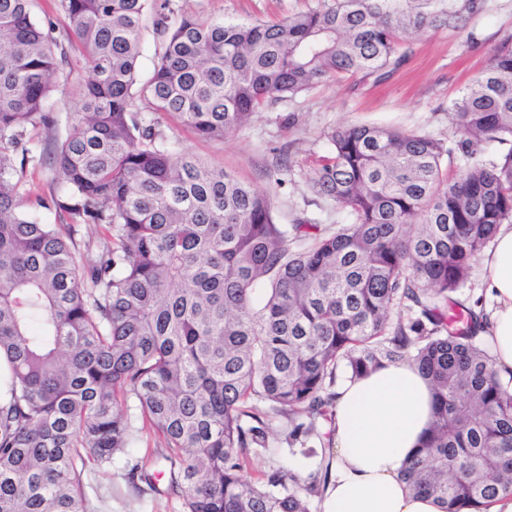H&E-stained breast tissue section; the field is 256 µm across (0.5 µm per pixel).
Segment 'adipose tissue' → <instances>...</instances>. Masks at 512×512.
I'll return each instance as SVG.
<instances>
[{"label":"adipose tissue","mask_w":512,"mask_h":512,"mask_svg":"<svg viewBox=\"0 0 512 512\" xmlns=\"http://www.w3.org/2000/svg\"><path fill=\"white\" fill-rule=\"evenodd\" d=\"M482 265L491 301L487 336L494 367L506 381L512 379V224L498 226ZM431 415L429 383L411 363L342 384L322 512H443L440 502L415 493L401 477Z\"/></svg>","instance_id":"adipose-tissue-1"}]
</instances>
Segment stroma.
<instances>
[{"label": "stroma", "mask_w": 512, "mask_h": 512, "mask_svg": "<svg viewBox=\"0 0 512 512\" xmlns=\"http://www.w3.org/2000/svg\"><path fill=\"white\" fill-rule=\"evenodd\" d=\"M317 0H170L175 15L200 20L273 22L315 7ZM512 35V0H479L465 29H439L401 43L405 58L389 76L377 80L339 77L257 113L244 127L221 140H201L175 118L145 112L179 147L211 165L270 194L279 223L304 221L327 229L348 223V215L325 205L310 188L314 169L329 148L328 135L338 127L374 124L450 140L451 106L485 69L491 53ZM63 87L51 104L59 122L50 135L36 142L45 153L41 163L27 165L20 184L25 210L37 213L46 224L59 223L55 210L37 208V197L59 190L50 160L54 142L72 130L79 101L72 90L84 83L89 69L80 54H73ZM158 441L142 430L134 447L115 456L111 465L88 462L85 491L92 512H183L182 500L158 482L157 492L142 493L126 474L131 465L152 474L161 468Z\"/></svg>", "instance_id": "stroma-1"}]
</instances>
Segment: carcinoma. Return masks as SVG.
Returning <instances> with one entry per match:
<instances>
[{
  "label": "carcinoma",
  "mask_w": 512,
  "mask_h": 512,
  "mask_svg": "<svg viewBox=\"0 0 512 512\" xmlns=\"http://www.w3.org/2000/svg\"><path fill=\"white\" fill-rule=\"evenodd\" d=\"M30 0H0V512H90L83 475L138 432L162 439L184 512H312L329 470L275 458L325 437L338 372L413 361L434 396L427 437L402 477L445 512L512 492V388L481 321L456 299L497 227L512 223V35L454 104L464 167L445 141L357 124L335 129L312 189L352 219L335 231L276 221L268 194L183 150L138 103L206 139L339 74L382 79L401 35L464 28L475 0H320L274 23L172 19L169 0H57L91 70L56 149L68 216L20 209L30 144L71 59ZM164 39L139 86L143 18ZM485 143L508 146L497 161ZM97 237L80 249L77 225ZM406 316L392 321L394 310ZM272 461L260 481L249 454ZM270 421V427L272 428V432L270 434V441L273 442V446L279 447V452L281 453L282 461L290 465L294 470L300 472L302 474H306L310 469L314 468L322 459V450L319 442L317 440L312 441L308 444L310 449L311 456H303L301 454H297L296 456L289 455L288 446L285 443H282L281 440H276L277 432L281 430L286 425V419L282 416H277L270 414L268 418Z\"/></svg>",
  "instance_id": "obj_1"
}]
</instances>
